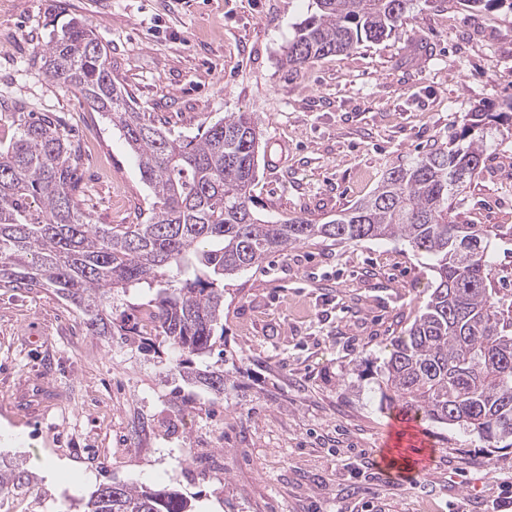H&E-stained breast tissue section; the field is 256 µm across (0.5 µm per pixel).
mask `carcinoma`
<instances>
[{
  "label": "carcinoma",
  "mask_w": 512,
  "mask_h": 512,
  "mask_svg": "<svg viewBox=\"0 0 512 512\" xmlns=\"http://www.w3.org/2000/svg\"><path fill=\"white\" fill-rule=\"evenodd\" d=\"M284 64L296 71L365 42L399 34L411 0H315ZM512 11V0H463ZM45 75L108 116L151 189L142 224H93L75 197L79 157L69 133L39 112H17V135L0 149V287L51 288L85 316L91 336L145 335L138 318L112 321V293L147 288L152 331L180 354L184 379L219 394L222 369L191 368L224 341V280L270 255L318 239L401 238L432 260L433 288L412 324L390 340L382 389L422 420L457 426L512 447V302L491 287L492 240L503 224H457L464 183L484 161L491 115L470 112L448 143L388 170L365 199L317 224L266 221L252 209L261 132L255 112H229L195 137H172L138 111L112 79L108 48L72 17L39 49ZM176 281L179 287L170 288ZM31 484L0 466V500ZM84 512H193L175 489L98 486Z\"/></svg>",
  "instance_id": "carcinoma-1"
}]
</instances>
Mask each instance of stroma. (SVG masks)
I'll return each mask as SVG.
<instances>
[{
	"label": "stroma",
	"instance_id": "1",
	"mask_svg": "<svg viewBox=\"0 0 512 512\" xmlns=\"http://www.w3.org/2000/svg\"><path fill=\"white\" fill-rule=\"evenodd\" d=\"M312 0H0V146L16 108L69 132L77 197L95 224H138L154 197L110 120L49 80L37 54L69 18L110 50L112 76L172 136L228 112L261 118L252 187L266 220L335 218L387 168L448 141L465 115L512 114V14L414 0L403 35L282 61ZM487 160L460 224L512 225V123L486 127ZM433 282L402 240L303 244L224 283L223 393L186 384L162 337L91 336L53 290L0 288V462L32 473L0 512H81L110 481L175 488L195 512H512V449L412 426L381 401L385 346ZM429 457L417 482L366 460ZM55 459L50 471L44 459Z\"/></svg>",
	"mask_w": 512,
	"mask_h": 512
}]
</instances>
